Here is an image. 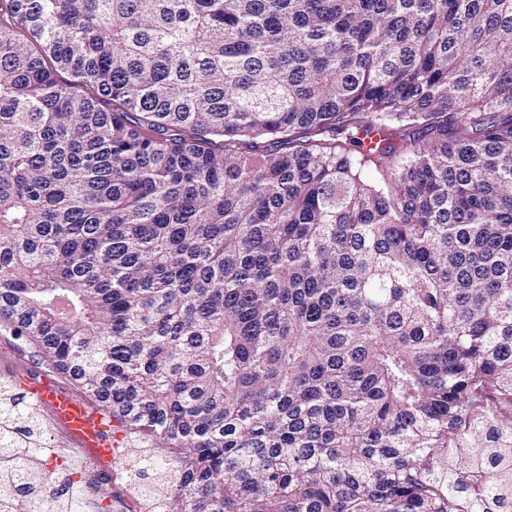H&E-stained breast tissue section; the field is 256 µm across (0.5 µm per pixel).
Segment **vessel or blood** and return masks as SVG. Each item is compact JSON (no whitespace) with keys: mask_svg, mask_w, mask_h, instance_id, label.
Masks as SVG:
<instances>
[{"mask_svg":"<svg viewBox=\"0 0 512 512\" xmlns=\"http://www.w3.org/2000/svg\"><path fill=\"white\" fill-rule=\"evenodd\" d=\"M30 395L49 408L53 422L102 469L111 468L116 450L110 437L112 414L42 376L28 387Z\"/></svg>","mask_w":512,"mask_h":512,"instance_id":"vessel-or-blood-1","label":"vessel or blood"}]
</instances>
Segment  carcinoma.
<instances>
[{
	"instance_id": "cac0c4a2",
	"label": "carcinoma",
	"mask_w": 512,
	"mask_h": 512,
	"mask_svg": "<svg viewBox=\"0 0 512 512\" xmlns=\"http://www.w3.org/2000/svg\"><path fill=\"white\" fill-rule=\"evenodd\" d=\"M0 331L156 512H512V0H0Z\"/></svg>"
}]
</instances>
